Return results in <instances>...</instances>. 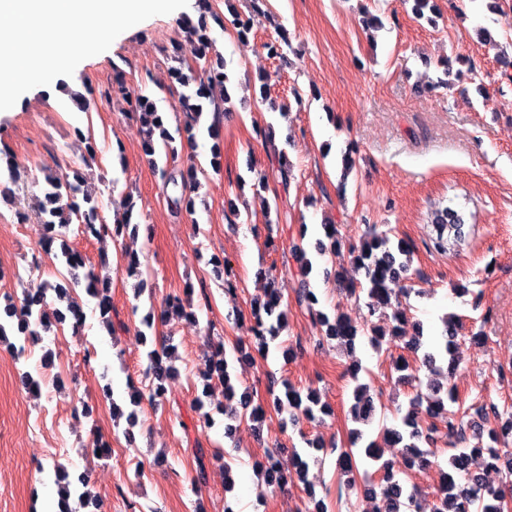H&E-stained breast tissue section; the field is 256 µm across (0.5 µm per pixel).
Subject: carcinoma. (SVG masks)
<instances>
[{"label":"carcinoma","mask_w":512,"mask_h":512,"mask_svg":"<svg viewBox=\"0 0 512 512\" xmlns=\"http://www.w3.org/2000/svg\"><path fill=\"white\" fill-rule=\"evenodd\" d=\"M181 26L204 48H213L204 17L194 21L185 15L181 18ZM202 59L204 64L188 74L180 66L170 68L172 80L182 88L175 109L183 113L184 120L175 127L164 123L165 111L154 100L143 96L135 99L132 104L141 125L144 154L151 157V163L158 171L164 188L170 191L171 204L191 216L195 214L192 194L201 188L199 176H207V171L194 160L181 167L172 165V162L178 156V148L195 143L199 135L205 134L212 141L209 166L213 172H221L222 134L219 118L213 116L206 126L201 124V118L207 105L215 104V89L223 92L224 101H230V96L226 95V84L230 76L224 71L222 57L218 55L212 60L204 55ZM291 177L292 164L287 153L281 150L278 152L277 166L271 169V173L259 175L258 186L266 190L272 179L286 188ZM102 197L103 193L89 190L85 178L77 171L71 175L65 173L46 177L37 215L42 229L53 230L54 236L50 237V246L45 247V251H52V245L60 242V251L55 257L61 258L70 270L86 266L82 260L75 261V256L63 243L71 225H77L83 234L97 239L117 227L125 231L136 230L132 226L135 203L131 195H126L122 200V213L111 226L105 223L102 216ZM432 223L463 224L465 220L457 210L445 207L433 213ZM323 230L326 241H319L315 245L319 254L338 245L336 225L329 221L323 224ZM296 249L301 253V288L297 292V303L313 316L321 328L322 336L336 341L350 353L364 336L377 352L385 344L401 343L403 348L421 353V364L426 368V374L417 382L426 387V392H416L405 413L393 425L381 426L375 437L367 441L364 440L362 430L353 429L347 448L326 449L311 443V450L294 454L291 465L286 468L274 453L269 452L264 460L255 462V471L279 488L292 479L297 480L307 489L313 512H328L324 499L316 498L307 475L308 457L315 451H330L336 454L337 474L344 479L347 488L353 489L358 482L363 481L369 484V488L365 489L367 495L372 498L381 497V504L375 506V512H419L417 499L421 497V490L413 481V474L423 469L428 464V457L434 455L430 444L434 443V434L438 432V428L427 423L425 418L438 414L448 402L453 409L448 411L444 435L450 439L452 453L446 467L441 469V483L436 491L432 512H503L506 489L512 486V454L501 448L456 447V441L463 439L466 434L465 413L458 409L459 399L454 388L440 382L442 365L456 362V317H441L442 338L426 336L422 324L410 322L409 305L402 302L409 295V290L392 287L396 281L407 276L411 262L410 248L401 240L394 241L388 231L373 232L359 245L351 248L352 276L346 292L354 298L357 306L366 310L361 323L340 311L330 316L315 309L319 298L310 288L309 282L314 265L301 246H296ZM139 266L137 252L127 248L121 251L117 270L128 278H139L137 293L140 294L144 291V281L140 280ZM84 280L86 294L95 299L94 313L99 326L108 335H113L112 269L102 272L91 266ZM192 294L193 286L190 285L185 298L166 300L163 320L174 317L188 319L195 315ZM251 316L250 332L256 350L260 356L265 357L269 353L270 342L287 327L288 304L283 302L279 290L272 285L263 298L251 302ZM83 317L84 311L74 299L67 283L47 282L39 291L27 292L16 301L8 299L0 306V343L9 342L11 336L18 340L23 336H41L70 318L76 327L82 323ZM172 353L173 346L165 342L161 343L160 348L147 353L148 366L143 378L145 384L137 386L128 383L129 401L134 409L124 413L114 398L112 411L116 416H126V421L132 426L136 421L135 407L141 405L142 401L155 405L161 403V397L156 391L165 390L164 382L176 374ZM242 358V345L236 344L228 350L221 343L206 361L203 374V391H208L213 383L224 387L225 437H232L236 428L242 424L262 421L269 412L278 415L286 413L292 421L301 416L311 419L318 413L325 416L331 413V408L321 402L316 391L309 390L303 394L288 383L283 384V390L278 393L269 392L265 402L251 409L244 403L239 409L234 407L232 402L236 397V387L232 371L235 363ZM361 370V365L356 361L347 368L355 381L350 414L354 422L370 426L377 419L379 410L371 393V385L359 380ZM476 412L494 416L495 424L487 429L488 437L493 442L498 443L512 435V411L502 414L497 405L491 403L478 407ZM386 448L402 449L406 459L399 465L384 458ZM67 477L66 471L56 470V483L61 485L59 512H73L69 503L71 482Z\"/></svg>","instance_id":"1"}]
</instances>
